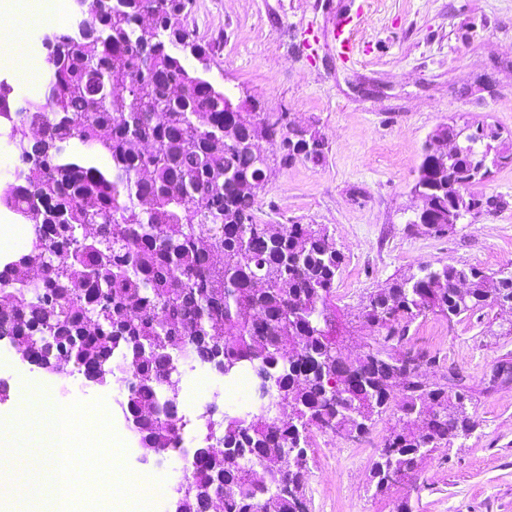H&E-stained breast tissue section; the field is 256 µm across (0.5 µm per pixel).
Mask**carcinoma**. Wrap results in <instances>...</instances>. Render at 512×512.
<instances>
[{
  "label": "carcinoma",
  "instance_id": "cac0c4a2",
  "mask_svg": "<svg viewBox=\"0 0 512 512\" xmlns=\"http://www.w3.org/2000/svg\"><path fill=\"white\" fill-rule=\"evenodd\" d=\"M94 34L74 41L62 32V64L46 75L45 102L13 106L0 84V112L10 114L18 143L0 206L34 225L45 275L29 283L18 265L0 263V340L34 361L57 355L81 374L105 364L128 367L124 409L147 446L178 447L180 425L157 414L178 409L168 376L179 361L229 374L246 368L265 399L292 402L286 416L260 405L257 414L224 415L195 449L194 491L186 512H207L226 483L224 512H296L305 496L312 431L355 437L390 411L397 424L369 474L375 494L412 480L431 452L451 448L474 429L475 396L450 370L444 382L417 373L420 360L400 352L411 325L429 314L448 321L486 308L512 311V269L427 264L371 292L360 318L374 333L365 354L340 357L325 333L343 255L322 224H263L256 217L264 182L246 142L262 134L279 146V164L321 163L303 152L304 136L286 113L228 112L224 90L204 77L210 55L181 20L182 0H87ZM150 11L161 26L141 35ZM480 126L452 122L426 141L414 186L425 189L440 235L453 207L448 183L472 164L446 159L448 136ZM154 146L150 154L144 142ZM512 166V139L491 142ZM466 279L470 293L453 284ZM186 340L180 356L173 345ZM220 433L217 443L209 442ZM254 467L264 476L255 484Z\"/></svg>",
  "mask_w": 512,
  "mask_h": 512
}]
</instances>
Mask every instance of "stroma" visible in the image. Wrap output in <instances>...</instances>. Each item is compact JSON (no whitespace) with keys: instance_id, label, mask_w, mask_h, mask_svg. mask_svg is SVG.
Segmentation results:
<instances>
[{"instance_id":"stroma-1","label":"stroma","mask_w":512,"mask_h":512,"mask_svg":"<svg viewBox=\"0 0 512 512\" xmlns=\"http://www.w3.org/2000/svg\"><path fill=\"white\" fill-rule=\"evenodd\" d=\"M359 14L357 62H340L330 33L343 12ZM188 27L211 47L209 80L249 96L262 112H284L314 125L325 140L320 164L276 169L259 193L267 224H323L344 261L335 304L350 325L348 354L372 338L359 313L366 296L422 264L512 268V166L470 186L503 196L506 208L482 211L448 234L410 225L411 188L427 136L451 121H480L512 135V0H192ZM43 27L20 20L0 28V81L24 102L28 46ZM408 350L439 356L434 377L460 370L476 392L474 431L427 457L411 491L375 495L368 484L377 449L395 423L383 415L359 439L313 432L306 484L308 512H395L408 497L413 512H512V383L489 386L500 362L512 361V315L486 309L454 321L429 315L410 328ZM0 379L31 382L54 403L103 399L123 462L139 489L165 512L187 454L197 448L207 406L231 415L256 409L249 387L210 374L212 390L194 402L182 370V446L145 452L121 411L126 389L115 377L89 383L77 370L52 374L0 346Z\"/></svg>"}]
</instances>
